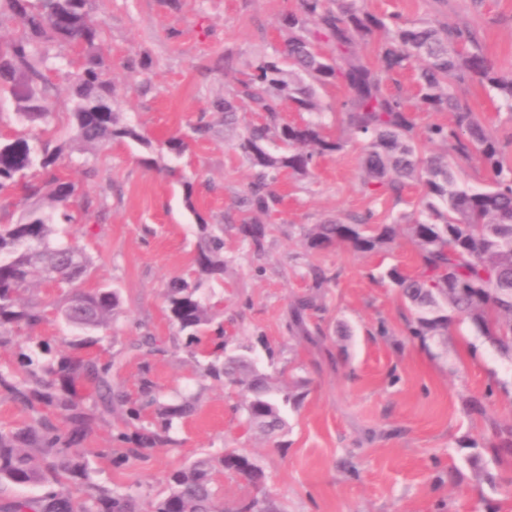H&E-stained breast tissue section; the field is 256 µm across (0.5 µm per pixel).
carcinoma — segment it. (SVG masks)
<instances>
[{
    "label": "carcinoma",
    "instance_id": "obj_1",
    "mask_svg": "<svg viewBox=\"0 0 512 512\" xmlns=\"http://www.w3.org/2000/svg\"><path fill=\"white\" fill-rule=\"evenodd\" d=\"M90 0H0V15L16 22L18 35L0 41V100L8 97L16 114L31 125L28 136L0 140V192L20 194L21 218L0 224V350L17 344L16 332L48 321L47 305L23 299L32 280L67 290L60 318L88 333L83 356L60 353L45 364L22 354L24 370L0 366V393L32 413L30 422L0 429V488L58 486L31 498L0 501V512H140L127 491L95 484L87 464L73 456L92 426L112 422V442L124 449L115 460H146L159 448L176 444L173 424L191 417L196 400H164L151 374L150 359L167 352L158 337L145 335L103 359L92 352L99 339L91 331L108 329L121 314V294L114 288L84 291L79 283L93 262L69 240L57 235V220L77 222L74 212L88 210L74 183L53 173L65 149L82 154L114 141H149L115 110L113 85L97 45L104 27L91 20ZM283 47L248 63L249 73L233 94L214 102L224 120H234L243 102L261 113L246 127L239 149L253 169L240 205L257 219L239 234L257 257L264 252L268 228L260 217L277 211L281 197L273 186L282 173L308 177L314 158L341 151L344 141L327 135L322 122L283 120L284 104L296 112L321 115L329 110L318 93L340 83L345 99L336 107L350 138L363 143L364 187L400 194L406 181L422 185L420 217L401 226L370 224V216L351 222L314 224L305 233L312 252L346 246L367 254L388 247L404 230L414 245L420 272L409 275L397 267L384 276L414 309L410 335L425 341L448 334L455 319L470 321L502 354L512 356V175L505 173L496 138L455 95L465 80L487 83L512 108V79L500 76L479 49L468 26L408 21L399 15L368 10L363 0H298L281 18ZM380 38L375 61L364 47ZM418 61L415 76L417 108L451 112L453 124H431L417 131L406 99L386 90L393 75ZM62 73L72 93L68 108L73 143L64 147L49 136L53 111L48 103L49 74ZM439 142L454 156L479 155L493 174L481 190L463 188L455 180L448 156L422 155L419 143ZM275 145L277 151L269 150ZM224 225L198 224L195 272L176 277L165 289L169 318L176 328L172 347L185 349L203 374L222 381L240 397L236 409L245 426L266 435L285 428L286 411L299 408L300 383L283 382L267 373L251 352L229 349L230 337L200 335L217 315L216 305L199 296L203 281L224 275ZM312 287H328L336 274L311 265ZM317 296L303 295L292 308V322L305 329ZM139 361L136 394L122 376L126 358ZM476 455L495 463L512 460V424L492 437L473 443ZM231 473L252 484L265 479L263 470L245 453L227 450L215 460H200L171 472L167 491L150 512H280L268 499H251L234 509L221 505L215 473ZM78 484L77 495L63 488Z\"/></svg>",
    "mask_w": 512,
    "mask_h": 512
}]
</instances>
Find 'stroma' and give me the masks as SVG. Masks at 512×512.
Listing matches in <instances>:
<instances>
[{"mask_svg": "<svg viewBox=\"0 0 512 512\" xmlns=\"http://www.w3.org/2000/svg\"><path fill=\"white\" fill-rule=\"evenodd\" d=\"M295 0H92L90 17L104 23L100 52L115 88V108L146 139L188 137L179 157L164 156L163 169L145 167L144 145L115 142L97 151L94 179H85L75 157L63 156L57 172L92 205L77 233L92 256L85 288L119 289L123 307L113 328L101 331L100 353L114 352L145 333H172L163 297L167 282L194 267L197 221L224 227L223 277L200 295L223 302L224 329L237 349L276 356L268 373L306 380V396L289 412L285 445L275 448L247 429L238 398L222 383L198 374L184 350L152 362L154 379L168 398L194 397L198 409L177 425L179 444L148 460L112 463L109 426L95 425L77 449L93 482L133 492L142 512L166 489L167 475L202 458L237 448L264 471L255 486L224 473L218 480L225 506L249 497H271L284 512H507L512 506V465L476 457L471 444L493 427L512 423V359L499 354L469 321H454L447 335L419 342L409 336L412 315L383 273L418 269L407 237L389 248L357 254L345 247L307 251L304 230L332 220L374 213L378 223L412 219L420 186L402 199L371 196L363 187L362 151L330 112L328 132L345 140L338 153L318 158L311 174L282 175L275 191L282 203L267 218L265 251L254 257L237 233L253 215L239 205L252 170L237 144L250 111L228 124L214 109L246 73L244 62L280 48V20ZM370 10L396 12L411 21L466 24L478 33L484 55L512 78V0H367ZM150 64V85L140 88L123 69L128 57ZM458 95L499 140L512 168V108L489 86L467 81ZM210 137L191 139L198 117ZM177 168L182 181L166 167ZM194 185L185 196L183 181ZM336 272L318 293L308 318L316 340L291 331L290 306L310 291L309 265ZM20 341L49 342L53 350L81 354L77 331L58 318ZM493 397H486L487 389ZM502 474L489 485L485 472Z\"/></svg>", "mask_w": 512, "mask_h": 512, "instance_id": "obj_1", "label": "stroma"}]
</instances>
